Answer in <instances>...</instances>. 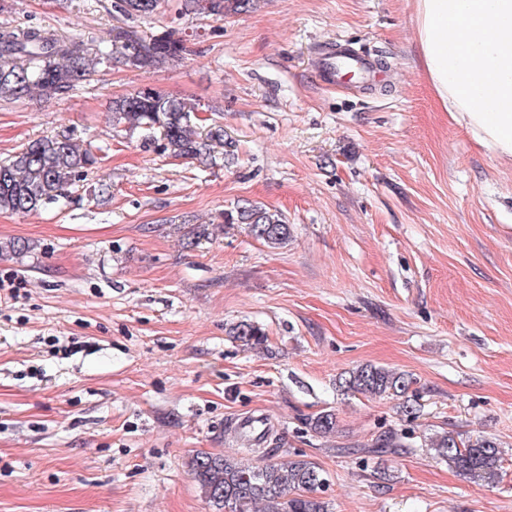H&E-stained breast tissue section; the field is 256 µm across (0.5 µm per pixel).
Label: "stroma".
Instances as JSON below:
<instances>
[{
	"label": "stroma",
	"instance_id": "stroma-1",
	"mask_svg": "<svg viewBox=\"0 0 512 512\" xmlns=\"http://www.w3.org/2000/svg\"><path fill=\"white\" fill-rule=\"evenodd\" d=\"M0 24L109 47L173 29V65L115 61L65 99L0 98V159L67 134L100 159L69 198L0 213V512H211L186 461L242 458L235 429L274 426L278 457L326 471L332 512H512V158L445 112L423 70L416 0H258L221 21L166 0H9ZM344 43L382 79L331 87ZM150 86L212 108L224 158L175 159L114 129V98ZM109 194H101V185ZM280 211L271 249L224 213ZM263 328L251 348L229 336ZM361 364L411 375L420 406L343 395ZM334 410L335 435L304 418ZM407 447L369 458L383 431ZM495 437L499 476L460 474L429 440ZM164 1V0H163ZM162 0H118L115 8L118 12L127 16H139L151 18L159 12ZM319 52L317 73L327 83L345 81L355 74L370 77V59L356 49L343 44H328ZM230 332L239 341L251 347L263 345L265 341L264 331L259 326L250 322L241 321L233 325Z\"/></svg>",
	"mask_w": 512,
	"mask_h": 512
}]
</instances>
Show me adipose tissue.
<instances>
[{
	"label": "adipose tissue",
	"instance_id": "adipose-tissue-1",
	"mask_svg": "<svg viewBox=\"0 0 512 512\" xmlns=\"http://www.w3.org/2000/svg\"><path fill=\"white\" fill-rule=\"evenodd\" d=\"M422 65L443 106L512 157V0H416Z\"/></svg>",
	"mask_w": 512,
	"mask_h": 512
}]
</instances>
